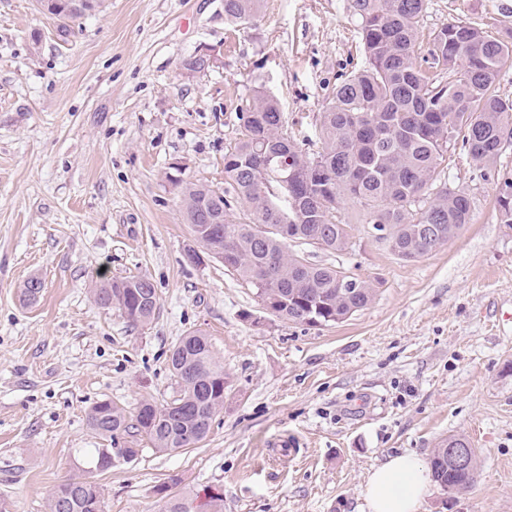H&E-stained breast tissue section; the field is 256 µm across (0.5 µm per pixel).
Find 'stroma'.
Segmentation results:
<instances>
[{
  "mask_svg": "<svg viewBox=\"0 0 512 512\" xmlns=\"http://www.w3.org/2000/svg\"><path fill=\"white\" fill-rule=\"evenodd\" d=\"M463 20L499 36L512 0H428V35ZM351 0H262L247 28L224 0H106L60 21L36 0H0V498L45 512L51 488L96 483L103 512H164L181 490L224 498V512H368L374 466L430 458L461 436L475 448L471 488L432 485L420 512H512V224L497 181L464 149L441 179L476 200L448 244L414 262L375 240L363 208L342 202L346 250L308 247L312 262L372 281L346 320L311 327L267 314L253 288L195 245L181 185L227 188L224 154L242 100L275 97L284 129L316 138L342 74L361 66ZM216 50L222 67L191 74ZM129 275L155 285L151 323L131 326L93 302ZM43 283L23 301L29 278ZM209 338L229 387L196 447L98 472L102 439L87 412L169 400L168 356L180 336Z\"/></svg>",
  "mask_w": 512,
  "mask_h": 512,
  "instance_id": "35a3bbf8",
  "label": "stroma"
}]
</instances>
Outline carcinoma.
Masks as SVG:
<instances>
[{
  "instance_id": "obj_1",
  "label": "carcinoma",
  "mask_w": 512,
  "mask_h": 512,
  "mask_svg": "<svg viewBox=\"0 0 512 512\" xmlns=\"http://www.w3.org/2000/svg\"><path fill=\"white\" fill-rule=\"evenodd\" d=\"M261 0H224V18L253 20ZM54 18L73 19L99 12L104 0H48ZM427 0H353L360 20L364 62L336 84L321 125L323 151L310 155L283 132L277 100L259 91L246 100L239 138L224 153V175L237 197L249 204L246 222L198 221L202 206L224 191L203 183L181 188L183 213L195 241L206 253L228 255L225 268L269 301L272 316L321 326L342 321L373 299L372 282L334 266L313 264L290 250V243L316 238L325 251L347 249V225L336 216L347 198L367 211L369 223L402 261L412 262L443 247L470 223L475 201L469 191L440 187L457 142L481 177L497 169L501 137L512 135V101L497 94L503 69L512 66V31L492 38L465 21L442 25L427 53L417 52L418 26ZM501 223L512 224V177L499 183ZM292 229L286 236L276 227ZM101 309H117L134 326L151 322L158 297L150 279L131 275L94 290ZM178 386L165 403L145 400L134 414L103 400L91 406L88 423L112 443L140 435L159 452L204 441L224 408V365L208 337L195 331L180 337L169 355ZM448 440L434 449L430 466L445 490L462 491L475 481L477 455L470 451L465 471L448 465ZM136 452L113 461V449L90 448L87 461L97 471L129 463ZM177 492L165 512H224L219 494L196 504ZM48 512H102L100 488L70 479L50 490Z\"/></svg>"
}]
</instances>
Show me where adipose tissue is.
Listing matches in <instances>:
<instances>
[{
  "label": "adipose tissue",
  "mask_w": 512,
  "mask_h": 512,
  "mask_svg": "<svg viewBox=\"0 0 512 512\" xmlns=\"http://www.w3.org/2000/svg\"><path fill=\"white\" fill-rule=\"evenodd\" d=\"M430 486L427 464L416 455L402 454L372 469L364 496L370 512H419Z\"/></svg>",
  "instance_id": "obj_1"
}]
</instances>
